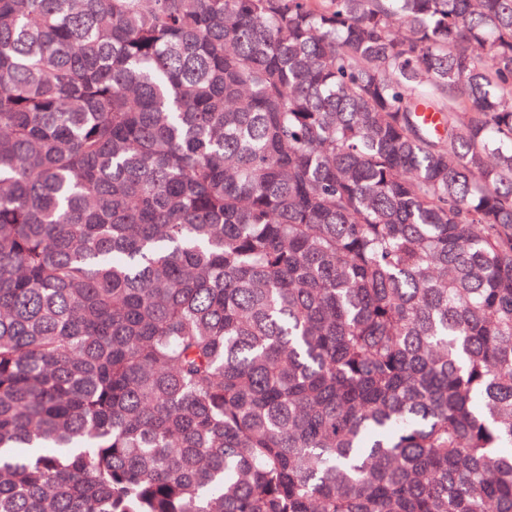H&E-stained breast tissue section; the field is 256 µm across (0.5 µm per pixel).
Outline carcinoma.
Returning a JSON list of instances; mask_svg holds the SVG:
<instances>
[{"label": "carcinoma", "instance_id": "1", "mask_svg": "<svg viewBox=\"0 0 512 512\" xmlns=\"http://www.w3.org/2000/svg\"><path fill=\"white\" fill-rule=\"evenodd\" d=\"M0 512H512V0H0Z\"/></svg>", "mask_w": 512, "mask_h": 512}]
</instances>
